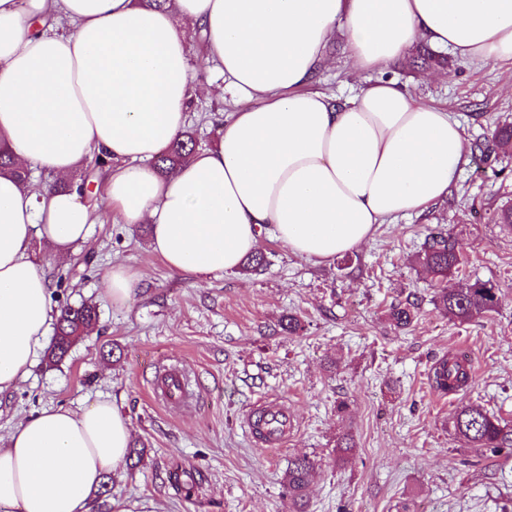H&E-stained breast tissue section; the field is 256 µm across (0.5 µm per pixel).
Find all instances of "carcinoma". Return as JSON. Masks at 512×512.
Masks as SVG:
<instances>
[{
    "mask_svg": "<svg viewBox=\"0 0 512 512\" xmlns=\"http://www.w3.org/2000/svg\"><path fill=\"white\" fill-rule=\"evenodd\" d=\"M196 147L193 132H184L157 160L159 172L163 174L185 163ZM492 221L512 232V203L501 205L494 212ZM418 261L431 276L441 281L457 269L460 255L451 236L431 233L425 238ZM436 303L446 315L459 321L479 319L496 310L497 288L488 280L476 278L463 288L439 289ZM417 309L418 304L413 301L398 303L390 308L389 316L396 327L407 328L416 319ZM96 323L97 312L91 305L62 308L56 322L50 361H62L76 339L88 334ZM471 381V368L464 357L443 356L433 362L428 372L429 387L442 397L467 388ZM452 428L454 435L471 448H484L493 455L504 450L512 451V426L479 403L458 408L452 416ZM314 470V462L305 456L290 461L286 472L288 512H309L306 490Z\"/></svg>",
    "mask_w": 512,
    "mask_h": 512,
    "instance_id": "carcinoma-1",
    "label": "carcinoma"
}]
</instances>
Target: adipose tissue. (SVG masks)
<instances>
[{
  "label": "adipose tissue",
  "mask_w": 512,
  "mask_h": 512,
  "mask_svg": "<svg viewBox=\"0 0 512 512\" xmlns=\"http://www.w3.org/2000/svg\"><path fill=\"white\" fill-rule=\"evenodd\" d=\"M191 30L240 105L214 146L162 175L154 162L184 133L196 90ZM339 31L360 71L421 41L512 61V0H0V151L57 183L0 175V394L29 373L52 319L34 238L63 260L97 222L68 185L91 153L112 162L113 217L149 225L153 251L187 277L236 271L267 233L327 263L447 195L469 154L451 112L390 80L339 106L313 89ZM129 444L108 399L20 421L0 446V512H92Z\"/></svg>",
  "instance_id": "obj_1"
}]
</instances>
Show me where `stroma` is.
I'll list each match as a JSON object with an SVG mask.
<instances>
[{
    "instance_id": "1",
    "label": "stroma",
    "mask_w": 512,
    "mask_h": 512,
    "mask_svg": "<svg viewBox=\"0 0 512 512\" xmlns=\"http://www.w3.org/2000/svg\"><path fill=\"white\" fill-rule=\"evenodd\" d=\"M313 84L344 101L368 81L392 79L424 102L453 112L482 163L468 162L442 200L421 213L380 225L371 240L328 265L292 254L263 238L270 266L187 278L153 253L147 227L95 225L66 260L46 239L33 257L48 281L53 311L90 303L99 323L60 363L39 354L16 390L0 394V446L14 426L46 408H78L111 399L126 416L132 440L145 447L136 469L120 467L94 512L115 503H146L150 512H288L283 483L289 459L316 464L311 512H502L512 506V458L494 457L456 438L455 410L479 402L512 423V234L488 214L512 198V151L493 144L496 122H512V62L474 66L452 58L442 77L393 64L382 73L355 72L343 38ZM210 95L193 99L189 129L212 146L235 104L224 78L191 51ZM452 233L463 256L448 280L493 281L498 307L457 322L436 308L438 282L416 262L429 233ZM121 263L141 272L129 305H113L103 274ZM419 305L412 327L389 319L391 303ZM299 316V335L280 334L282 315ZM464 356L474 383L437 396L428 385L434 359ZM186 365L196 401L168 409L155 401L157 363ZM285 401L295 427L285 446L266 449L244 424L250 407ZM344 413H337L339 402ZM354 449L338 457L336 443Z\"/></svg>"
}]
</instances>
